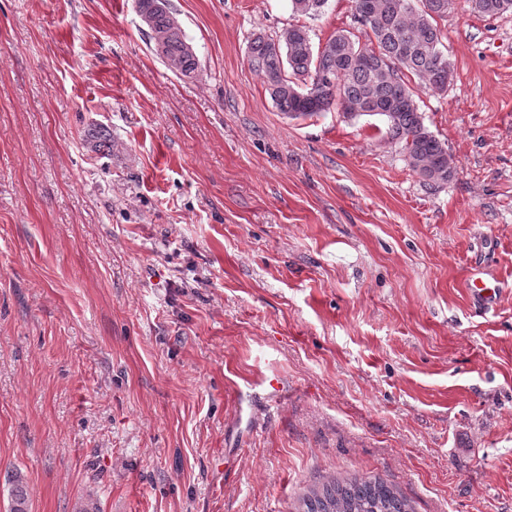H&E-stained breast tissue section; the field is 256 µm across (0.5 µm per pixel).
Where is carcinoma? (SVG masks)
<instances>
[{"mask_svg":"<svg viewBox=\"0 0 512 512\" xmlns=\"http://www.w3.org/2000/svg\"><path fill=\"white\" fill-rule=\"evenodd\" d=\"M327 0H291L292 11L316 15ZM354 21L369 30V48L348 30L313 44L309 31L293 25L275 37H254L248 47L249 67L261 77L281 111L312 117L336 108L346 117L377 116L388 137L401 145L410 170L426 181L446 183L454 165L444 143L424 124L405 82L409 74L428 88L445 91L451 65L440 49L437 20L448 15V0H351ZM472 12L494 17L512 12V0H468ZM148 18L151 48L168 67L191 78L199 60L172 16L168 0H136ZM165 37L158 50L153 34ZM9 512H30L21 474L8 476ZM298 512H413L399 491L372 478L326 480L310 490Z\"/></svg>","mask_w":512,"mask_h":512,"instance_id":"1","label":"carcinoma"}]
</instances>
